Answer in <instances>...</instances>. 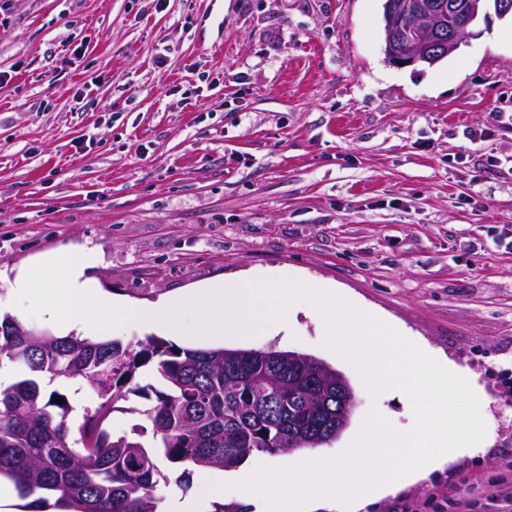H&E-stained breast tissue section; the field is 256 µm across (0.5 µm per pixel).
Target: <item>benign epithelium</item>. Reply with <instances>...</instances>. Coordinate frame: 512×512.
<instances>
[{
    "label": "benign epithelium",
    "mask_w": 512,
    "mask_h": 512,
    "mask_svg": "<svg viewBox=\"0 0 512 512\" xmlns=\"http://www.w3.org/2000/svg\"><path fill=\"white\" fill-rule=\"evenodd\" d=\"M383 53L398 68L433 66L439 57L454 52L471 35V25L512 13V0H456L445 4L433 0L426 5L412 0H383ZM336 430L347 424L352 396L336 384Z\"/></svg>",
    "instance_id": "7a95c632"
}]
</instances>
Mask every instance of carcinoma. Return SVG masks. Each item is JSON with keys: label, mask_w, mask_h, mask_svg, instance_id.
<instances>
[{"label": "carcinoma", "mask_w": 512, "mask_h": 512, "mask_svg": "<svg viewBox=\"0 0 512 512\" xmlns=\"http://www.w3.org/2000/svg\"><path fill=\"white\" fill-rule=\"evenodd\" d=\"M18 325L0 321V360L19 376L0 389V477L24 498L53 496L64 512H158L159 487L183 488V466L231 470L255 454H302L327 444L311 430L336 418V371L286 351L174 347L154 336L134 346ZM144 367L156 383L131 386ZM58 378L88 382L97 401L45 393L41 382ZM130 394L147 401L129 409L141 422L114 436L107 419Z\"/></svg>", "instance_id": "cac0c4a2"}]
</instances>
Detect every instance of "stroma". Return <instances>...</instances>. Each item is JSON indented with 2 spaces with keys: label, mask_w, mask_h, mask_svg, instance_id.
Wrapping results in <instances>:
<instances>
[{
  "label": "stroma",
  "mask_w": 512,
  "mask_h": 512,
  "mask_svg": "<svg viewBox=\"0 0 512 512\" xmlns=\"http://www.w3.org/2000/svg\"><path fill=\"white\" fill-rule=\"evenodd\" d=\"M0 0V295L23 264L96 249L113 300L219 278L339 288L484 396V447L364 512H512L511 19L442 63L396 68L381 0ZM300 302L287 340L336 368L342 454L370 410L400 432Z\"/></svg>",
  "instance_id": "35a3bbf8"
}]
</instances>
